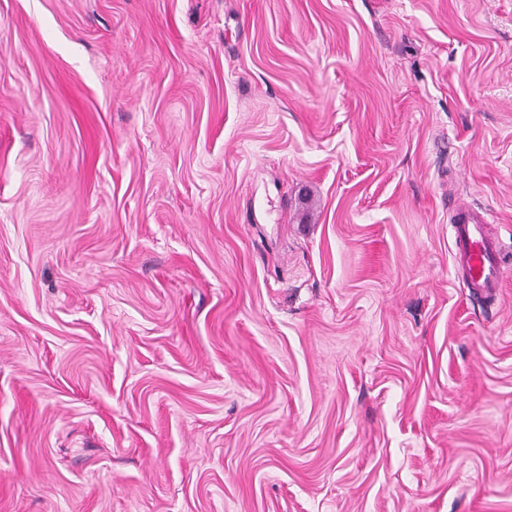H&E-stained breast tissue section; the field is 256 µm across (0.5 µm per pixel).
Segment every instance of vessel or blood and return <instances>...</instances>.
Masks as SVG:
<instances>
[{
  "label": "vessel or blood",
  "instance_id": "vessel-or-blood-1",
  "mask_svg": "<svg viewBox=\"0 0 512 512\" xmlns=\"http://www.w3.org/2000/svg\"><path fill=\"white\" fill-rule=\"evenodd\" d=\"M488 222L487 215L465 207L454 213L456 257L464 266L467 282L473 288L493 289L497 287L500 279L498 250L484 233Z\"/></svg>",
  "mask_w": 512,
  "mask_h": 512
}]
</instances>
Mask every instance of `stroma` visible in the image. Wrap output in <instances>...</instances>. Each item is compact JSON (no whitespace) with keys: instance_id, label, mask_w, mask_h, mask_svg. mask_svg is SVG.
Here are the masks:
<instances>
[{"instance_id":"35a3bbf8","label":"stroma","mask_w":512,"mask_h":512,"mask_svg":"<svg viewBox=\"0 0 512 512\" xmlns=\"http://www.w3.org/2000/svg\"><path fill=\"white\" fill-rule=\"evenodd\" d=\"M0 512H512V0H0ZM454 218V249L466 269L469 286L497 288L501 263L495 244L484 233L485 224L490 223L488 215L464 207L454 212Z\"/></svg>"}]
</instances>
